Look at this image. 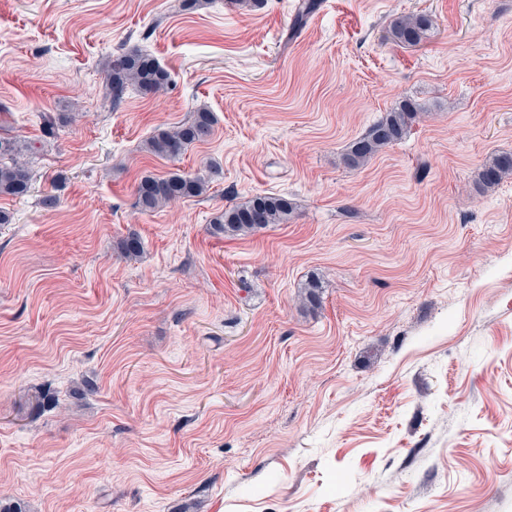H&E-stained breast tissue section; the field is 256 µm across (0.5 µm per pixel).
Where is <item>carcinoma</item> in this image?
<instances>
[{
  "instance_id": "1",
  "label": "carcinoma",
  "mask_w": 512,
  "mask_h": 512,
  "mask_svg": "<svg viewBox=\"0 0 512 512\" xmlns=\"http://www.w3.org/2000/svg\"><path fill=\"white\" fill-rule=\"evenodd\" d=\"M317 7V0H305L299 8L291 30L298 31ZM434 27L431 16L411 14L400 16L390 24L392 41L410 47L420 45ZM170 82V74L148 52L132 49L112 59L106 74L105 99L119 105L131 89L142 95H159ZM422 109L406 99L376 121L361 136L354 139L345 154L346 163L354 168L365 165L382 148L404 140ZM76 114L48 115L44 132L56 135L60 127L75 121ZM217 119L213 112L202 107L191 119L181 125L165 129L148 139L145 149L153 155L175 159L192 144L206 141L214 131ZM31 146L14 137L0 136V196L24 197L31 187V167L28 159ZM223 174L217 163H210L203 173L185 176L170 173L165 176L143 175L135 186L136 205L142 211H151L180 199L198 197ZM512 175V153H499L486 161L477 173L476 186L489 190ZM294 212L288 197L277 194H259L244 203L224 207L211 219L212 229L227 237L248 236L273 224H286ZM320 281L312 279L305 287L302 302L315 308L320 305Z\"/></svg>"
}]
</instances>
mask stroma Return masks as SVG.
Wrapping results in <instances>:
<instances>
[{
    "instance_id": "35a3bbf8",
    "label": "stroma",
    "mask_w": 512,
    "mask_h": 512,
    "mask_svg": "<svg viewBox=\"0 0 512 512\" xmlns=\"http://www.w3.org/2000/svg\"><path fill=\"white\" fill-rule=\"evenodd\" d=\"M0 0V497L27 512H512V0ZM428 14L427 39L388 37ZM149 51L158 96L104 98ZM422 107L360 168L349 143ZM205 107L178 159L158 130ZM75 112L57 137L44 118ZM224 178L152 212L146 173ZM274 193L291 220L213 233ZM47 194L59 196L43 209ZM136 234L139 256L118 241ZM321 306L303 307L310 278ZM433 27L431 16L411 14L394 19L390 24V33L393 42L416 47L427 38ZM170 82V74L148 52L132 49L112 59L106 74L105 99L119 105L131 89L141 95H159ZM216 123L213 112L205 107L199 108L189 121L149 138L145 149L153 155L175 159L190 145L206 141L213 134ZM30 153L31 146L25 141L0 136V196L20 198L29 193ZM512 175V153H499L486 161L479 169L476 186L480 190H489L499 185L504 178Z\"/></svg>"
}]
</instances>
